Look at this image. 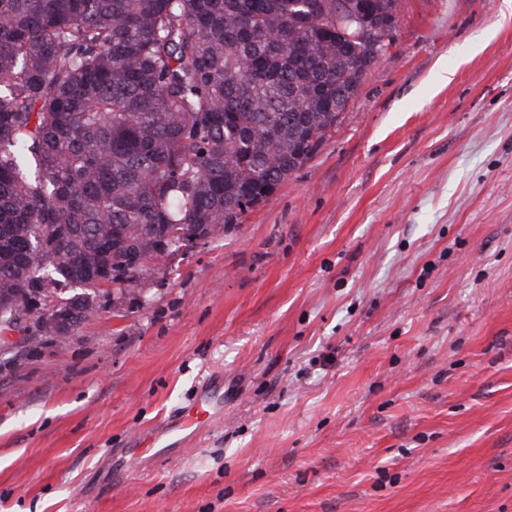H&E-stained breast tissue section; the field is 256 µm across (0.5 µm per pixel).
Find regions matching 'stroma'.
I'll use <instances>...</instances> for the list:
<instances>
[{
  "instance_id": "35a3bbf8",
  "label": "stroma",
  "mask_w": 512,
  "mask_h": 512,
  "mask_svg": "<svg viewBox=\"0 0 512 512\" xmlns=\"http://www.w3.org/2000/svg\"><path fill=\"white\" fill-rule=\"evenodd\" d=\"M0 354V512H512V0H401L242 223ZM224 372L182 456L110 453Z\"/></svg>"
}]
</instances>
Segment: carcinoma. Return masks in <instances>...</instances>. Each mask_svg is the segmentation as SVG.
Listing matches in <instances>:
<instances>
[{"instance_id":"carcinoma-1","label":"carcinoma","mask_w":512,"mask_h":512,"mask_svg":"<svg viewBox=\"0 0 512 512\" xmlns=\"http://www.w3.org/2000/svg\"><path fill=\"white\" fill-rule=\"evenodd\" d=\"M399 10L0 0V326L62 285L133 294L150 261L194 246L183 230L208 236L267 204L357 92L350 16ZM59 306L95 309L88 294Z\"/></svg>"}]
</instances>
